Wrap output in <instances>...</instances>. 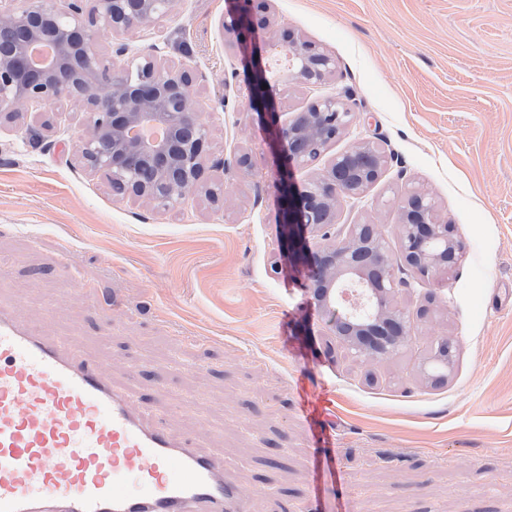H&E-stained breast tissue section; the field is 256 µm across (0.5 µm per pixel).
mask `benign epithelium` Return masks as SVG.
<instances>
[{"instance_id":"1","label":"benign epithelium","mask_w":512,"mask_h":512,"mask_svg":"<svg viewBox=\"0 0 512 512\" xmlns=\"http://www.w3.org/2000/svg\"><path fill=\"white\" fill-rule=\"evenodd\" d=\"M176 2L95 0L90 10L85 0H8L0 5V19L7 23L0 27V40L7 28L18 35L11 51L0 49V124L14 123L29 108L66 96L87 116L76 153L90 173L107 179L113 193L164 211L179 205L192 189H203L215 200L224 196V184L204 177L209 124L191 93L192 70L154 54L123 65L97 49L101 33L123 35L169 15ZM263 24L273 22L266 17ZM252 26L246 8L224 17V32L240 42ZM35 42L54 47V56L39 70L28 66ZM274 42L288 50L291 67L284 81L289 84L316 88L336 69L329 53L287 27L275 26ZM273 86L266 66L258 65L247 88L249 103L277 112L270 97ZM357 118L342 100L321 97L274 127L273 138L283 166L277 180L283 240L298 262L307 263L313 296L331 313L332 333L346 342L357 362L371 365L408 342L409 317L390 301L395 278L385 225L352 224L342 235L336 232V207L364 196L379 180L386 156L377 143L363 140L301 187L292 182L290 170L316 161ZM150 126L165 128L163 137L134 134ZM215 166L232 178L253 161L242 154ZM309 234L324 240L313 253ZM399 236L403 261L421 277L451 270L464 250L453 226L439 218L434 197L419 189L404 196ZM430 359L445 369L451 366L448 339L434 342Z\"/></svg>"}]
</instances>
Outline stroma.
Instances as JSON below:
<instances>
[{"instance_id": "35a3bbf8", "label": "stroma", "mask_w": 512, "mask_h": 512, "mask_svg": "<svg viewBox=\"0 0 512 512\" xmlns=\"http://www.w3.org/2000/svg\"><path fill=\"white\" fill-rule=\"evenodd\" d=\"M267 13L336 60L316 88L282 86L289 119L322 96L361 120L315 163L372 140L387 156L336 228L385 225L399 253L407 188L429 192L465 251L423 278L395 263L392 303L411 315L409 341L370 367L332 336L303 267L280 246L271 134L251 110L246 44L225 34L232 0H179L173 14L115 39L107 58L151 53L197 75L211 128L209 159L247 152L252 169L225 181L224 198L195 190L162 211L113 195L75 154L85 117L75 103L30 108L0 128V289L23 310L53 299L47 333L90 346L120 379L139 371L138 405L177 434L223 449L225 481L253 489L248 512H512V0H267ZM41 129L32 146L28 128ZM110 300L106 313L77 289ZM448 338L454 363L427 361ZM319 427L302 413L322 393ZM332 443L337 479L315 463Z\"/></svg>"}]
</instances>
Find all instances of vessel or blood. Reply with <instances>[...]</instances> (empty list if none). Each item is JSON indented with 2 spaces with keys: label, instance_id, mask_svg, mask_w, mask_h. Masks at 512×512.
I'll return each mask as SVG.
<instances>
[{
  "label": "vessel or blood",
  "instance_id": "obj_1",
  "mask_svg": "<svg viewBox=\"0 0 512 512\" xmlns=\"http://www.w3.org/2000/svg\"><path fill=\"white\" fill-rule=\"evenodd\" d=\"M0 299V512H247L224 452L173 435L83 344Z\"/></svg>",
  "mask_w": 512,
  "mask_h": 512
}]
</instances>
